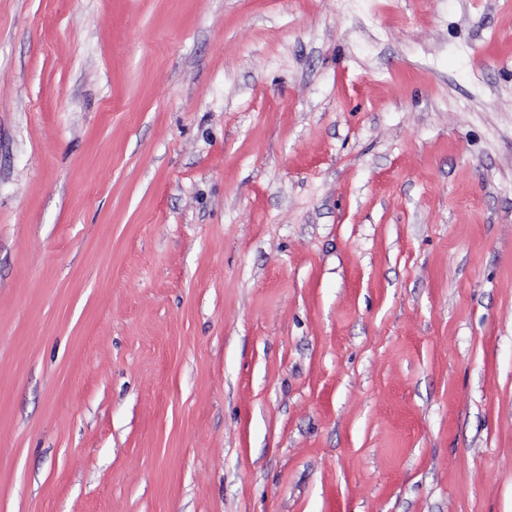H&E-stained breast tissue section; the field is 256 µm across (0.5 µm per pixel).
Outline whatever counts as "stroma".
I'll return each instance as SVG.
<instances>
[{
  "mask_svg": "<svg viewBox=\"0 0 512 512\" xmlns=\"http://www.w3.org/2000/svg\"><path fill=\"white\" fill-rule=\"evenodd\" d=\"M0 512H512V0H0Z\"/></svg>",
  "mask_w": 512,
  "mask_h": 512,
  "instance_id": "obj_1",
  "label": "stroma"
}]
</instances>
